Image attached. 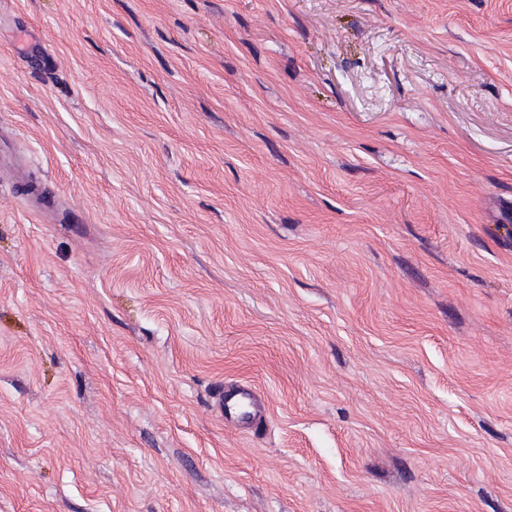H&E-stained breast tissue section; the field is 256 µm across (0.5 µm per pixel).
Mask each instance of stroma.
<instances>
[{"mask_svg":"<svg viewBox=\"0 0 512 512\" xmlns=\"http://www.w3.org/2000/svg\"><path fill=\"white\" fill-rule=\"evenodd\" d=\"M7 149L0 512H512V0H0ZM214 398L217 402V410L225 420L231 418L232 411L235 410L241 403L250 399L255 407V414L253 420L249 426L254 425L256 417L265 411V405L259 398L257 389L248 384H235L231 386V389H225L220 387Z\"/></svg>","mask_w":512,"mask_h":512,"instance_id":"obj_1","label":"stroma"}]
</instances>
